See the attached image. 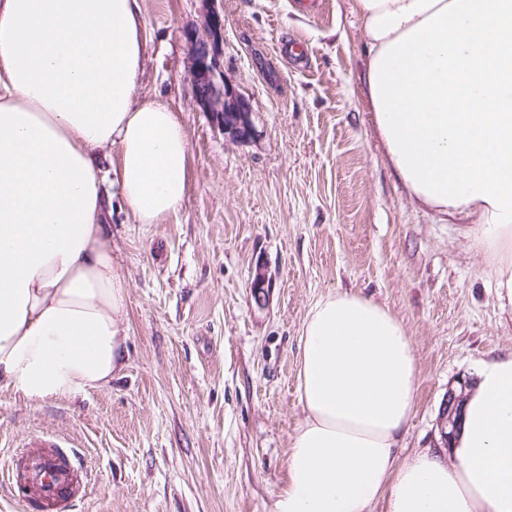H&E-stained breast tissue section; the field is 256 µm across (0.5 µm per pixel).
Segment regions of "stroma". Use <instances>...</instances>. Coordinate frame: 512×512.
I'll use <instances>...</instances> for the list:
<instances>
[{
    "instance_id": "obj_1",
    "label": "stroma",
    "mask_w": 512,
    "mask_h": 512,
    "mask_svg": "<svg viewBox=\"0 0 512 512\" xmlns=\"http://www.w3.org/2000/svg\"><path fill=\"white\" fill-rule=\"evenodd\" d=\"M135 97L159 99L191 134L181 210L141 224L110 197L112 260L127 288L125 367L109 386L30 402L0 386V464L32 436L78 444L74 512H274L306 411L299 336L316 300L349 292L387 307L416 361L399 460L434 449L450 385L512 353V309L474 246L477 216L414 201L368 110L367 45L350 0H140ZM224 21V77L248 101L250 141L195 103L186 33ZM300 40L305 61L280 52ZM272 275L256 304L251 269Z\"/></svg>"
}]
</instances>
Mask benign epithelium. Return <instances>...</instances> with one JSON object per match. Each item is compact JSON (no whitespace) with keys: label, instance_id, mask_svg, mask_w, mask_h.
Here are the masks:
<instances>
[{"label":"benign epithelium","instance_id":"1","mask_svg":"<svg viewBox=\"0 0 512 512\" xmlns=\"http://www.w3.org/2000/svg\"><path fill=\"white\" fill-rule=\"evenodd\" d=\"M205 27L207 39H198L187 35L192 43L190 69L196 103L204 112H209L221 125L224 134L237 142L252 138L253 126L250 110L245 99L225 80H217V56L223 40V19L216 12L206 13ZM272 277L268 268L259 264L252 274L251 288L256 303L266 300ZM468 380L458 382V387L448 386L437 421L438 433L443 447H449V441L455 435L460 417L461 401L465 399Z\"/></svg>","mask_w":512,"mask_h":512}]
</instances>
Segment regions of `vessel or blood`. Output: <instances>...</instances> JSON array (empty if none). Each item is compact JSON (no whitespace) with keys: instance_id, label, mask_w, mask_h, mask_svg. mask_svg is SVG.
<instances>
[{"instance_id":"obj_1","label":"vessel or blood","mask_w":512,"mask_h":512,"mask_svg":"<svg viewBox=\"0 0 512 512\" xmlns=\"http://www.w3.org/2000/svg\"><path fill=\"white\" fill-rule=\"evenodd\" d=\"M31 452L22 461L29 467L27 479L12 478L10 486L22 503L36 502L51 512H66L81 490L79 475L69 455L61 448L58 436L34 437Z\"/></svg>"}]
</instances>
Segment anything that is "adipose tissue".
<instances>
[{"instance_id":"obj_1","label":"adipose tissue","mask_w":512,"mask_h":512,"mask_svg":"<svg viewBox=\"0 0 512 512\" xmlns=\"http://www.w3.org/2000/svg\"><path fill=\"white\" fill-rule=\"evenodd\" d=\"M372 119L410 195L479 219L512 305V0H352ZM139 0H0V383L30 401L107 387L125 366L126 286L104 235L101 151L138 223L182 208L190 135L136 101ZM294 437L275 512H512V354L483 363L449 457L398 463L412 342L390 310L320 298L301 328Z\"/></svg>"}]
</instances>
